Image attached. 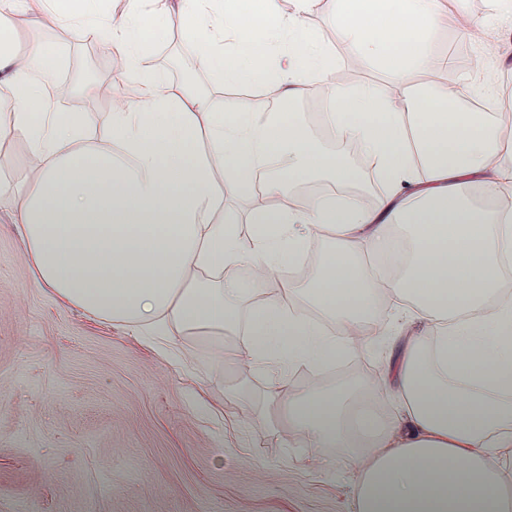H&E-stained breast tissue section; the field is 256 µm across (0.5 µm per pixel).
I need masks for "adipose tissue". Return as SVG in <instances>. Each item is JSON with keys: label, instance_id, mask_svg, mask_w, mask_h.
I'll list each match as a JSON object with an SVG mask.
<instances>
[{"label": "adipose tissue", "instance_id": "ef3b65f1", "mask_svg": "<svg viewBox=\"0 0 512 512\" xmlns=\"http://www.w3.org/2000/svg\"><path fill=\"white\" fill-rule=\"evenodd\" d=\"M295 2V13L284 15L277 0H265L259 14L224 9L223 0H180L177 16L193 20L207 41L199 63L216 78L273 87L290 100L335 66L301 22L311 0ZM153 3L129 0L117 18L98 13L95 0H43L38 14L29 0H0L1 30L16 13L36 22L53 14L101 39L141 85L138 108L111 110L99 131L117 139L119 151H100L83 116L51 108L39 43L0 52V98L15 106L4 132L24 136L41 165L35 180L0 179V195L24 199L21 255L35 284L99 320L209 337L218 374L248 353L272 373L276 391L287 392L289 434L348 449L353 512H512L499 455L512 446V295L498 289L502 261L512 257V213L486 212L464 194L474 185L495 188L512 165V141L487 113H449L443 85L428 94L429 111L412 109L411 76L436 65L431 40L449 16L437 0H336L338 37L362 62L394 72L402 91L329 87L327 118L339 137L361 143L392 190L370 210L333 197L303 213L257 210L243 239L235 218L221 222L217 214L224 193H243L267 157L279 168L266 182L276 195L316 173L339 183L355 173L315 146L294 112L219 109L203 96L171 93L163 74L143 70L139 18L159 34L173 19ZM203 121L211 139L204 158L197 153ZM491 155L493 168L485 163ZM320 224L332 229L331 245L302 290L315 316L271 295L243 308L260 284L221 282L228 266L287 270ZM393 224L408 227L412 250L386 291L431 336L386 338L381 375L356 390L329 384L288 392L284 378L295 364L326 365L354 350L347 332L376 313L380 293L359 255L384 251ZM374 393L398 403L401 416L375 410L367 400Z\"/></svg>", "mask_w": 512, "mask_h": 512}]
</instances>
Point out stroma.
Here are the masks:
<instances>
[{"label": "stroma", "instance_id": "stroma-1", "mask_svg": "<svg viewBox=\"0 0 512 512\" xmlns=\"http://www.w3.org/2000/svg\"><path fill=\"white\" fill-rule=\"evenodd\" d=\"M442 12L486 19L482 71L454 69L464 84L489 82L492 104L512 101V13L492 0H438ZM336 0H313L305 28L337 66L353 61L333 25ZM15 50L31 37L46 44L50 80L67 74L77 90L60 109L103 124L110 92L137 105L129 71L109 72L103 47L53 18L32 26L13 15ZM173 22L163 38L144 32L147 50L161 49L148 70L169 88L191 87L217 108L224 85L203 69ZM325 89L308 82L290 104L311 140L341 153L344 139L312 118ZM200 336L174 340L163 356L141 329L96 321L38 287L21 257L12 211L0 207V512H350L354 474L339 448L296 437L285 444L269 374L242 363L214 375ZM265 465L258 478L247 457Z\"/></svg>", "mask_w": 512, "mask_h": 512}]
</instances>
